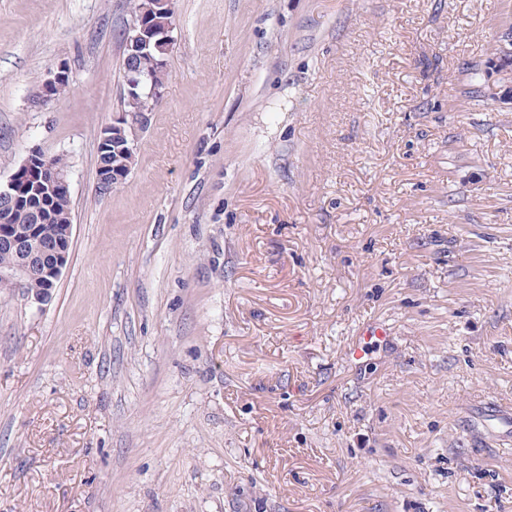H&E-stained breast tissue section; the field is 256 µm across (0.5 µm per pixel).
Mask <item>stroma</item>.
Wrapping results in <instances>:
<instances>
[{"instance_id": "35a3bbf8", "label": "stroma", "mask_w": 512, "mask_h": 512, "mask_svg": "<svg viewBox=\"0 0 512 512\" xmlns=\"http://www.w3.org/2000/svg\"><path fill=\"white\" fill-rule=\"evenodd\" d=\"M173 10L104 193L129 0H0V184L60 155L72 205L51 300L0 292V512H512V106L467 95L512 0ZM51 76L43 83L42 90L34 95L33 103L43 105L53 98L50 96L54 88L66 85L69 83V71L65 65H58L56 70L50 73ZM134 74H136L135 78L128 81L125 90L127 91L128 88L137 90L144 97L147 107L137 114L125 113L141 110L144 103L124 94L123 112L113 119L111 125L102 130L98 142L99 154L112 157V166L102 167L97 172L98 184L104 191H110L113 186L123 183L131 173L134 160L132 128L144 125L147 121L146 114L162 95L164 84H158L152 74L146 76L139 75L137 72ZM147 81H150V85L148 92H145L143 86L147 85Z\"/></svg>"}]
</instances>
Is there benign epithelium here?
<instances>
[{"instance_id":"obj_1","label":"benign epithelium","mask_w":512,"mask_h":512,"mask_svg":"<svg viewBox=\"0 0 512 512\" xmlns=\"http://www.w3.org/2000/svg\"><path fill=\"white\" fill-rule=\"evenodd\" d=\"M164 12L173 14V0H147L144 10L137 15L125 34L127 59L143 56H157L156 69L167 68V56L172 45L173 23L163 22L156 15ZM70 81L66 66L59 65L43 83L42 90L34 95L33 103L43 105L52 100L53 89ZM127 87L137 90L146 102V109L137 114L121 113L105 127L99 137L98 151L112 157V164L97 172L99 186L112 190L124 181L132 171L134 160V139L132 128L147 122L146 113L162 95L163 85L153 75H136L128 81ZM487 95L496 102L512 104V69L498 72L496 82L490 84ZM69 190L68 172L60 170L46 157L36 153L27 156L24 163L0 185V221L6 227L0 230V249L13 251L21 261L6 268H0V290L25 287L26 280L35 272L47 279V287L32 294L31 299L46 304L55 282L60 278L68 261V246L57 235L42 230V225L51 223L52 214L48 203L59 192ZM28 197L38 204L34 216L35 224H9L16 209L22 205V198Z\"/></svg>"}]
</instances>
